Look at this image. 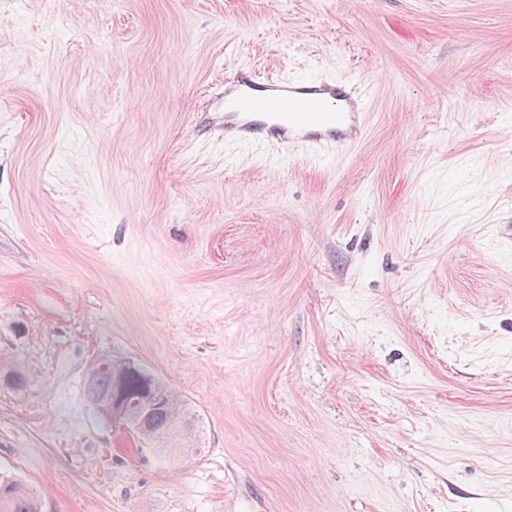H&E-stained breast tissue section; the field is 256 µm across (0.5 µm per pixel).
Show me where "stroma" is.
I'll return each mask as SVG.
<instances>
[{"instance_id": "35a3bbf8", "label": "stroma", "mask_w": 512, "mask_h": 512, "mask_svg": "<svg viewBox=\"0 0 512 512\" xmlns=\"http://www.w3.org/2000/svg\"><path fill=\"white\" fill-rule=\"evenodd\" d=\"M357 77L351 153L225 140L231 70ZM512 0H0V475L44 512L512 498ZM200 414L161 462L84 378Z\"/></svg>"}]
</instances>
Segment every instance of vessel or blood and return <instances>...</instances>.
I'll use <instances>...</instances> for the list:
<instances>
[{
    "label": "vessel or blood",
    "instance_id": "b4317fda",
    "mask_svg": "<svg viewBox=\"0 0 512 512\" xmlns=\"http://www.w3.org/2000/svg\"><path fill=\"white\" fill-rule=\"evenodd\" d=\"M369 96L347 79L263 78L240 67L224 83V136L345 153L366 135Z\"/></svg>",
    "mask_w": 512,
    "mask_h": 512
}]
</instances>
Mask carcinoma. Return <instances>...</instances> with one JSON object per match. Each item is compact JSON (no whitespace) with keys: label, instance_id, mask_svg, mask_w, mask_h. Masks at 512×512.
<instances>
[{"label":"carcinoma","instance_id":"carcinoma-1","mask_svg":"<svg viewBox=\"0 0 512 512\" xmlns=\"http://www.w3.org/2000/svg\"><path fill=\"white\" fill-rule=\"evenodd\" d=\"M119 374L125 377L129 408L124 416L117 418L118 422L135 431L136 437L164 461H183L201 455L203 448L195 440V418L185 401L154 377L143 382L141 375L128 371L126 361H114L104 371L90 367L84 383L86 399L108 392ZM146 388L162 397L163 409L148 425L141 426ZM0 512H42V502L25 481L1 476Z\"/></svg>","mask_w":512,"mask_h":512}]
</instances>
